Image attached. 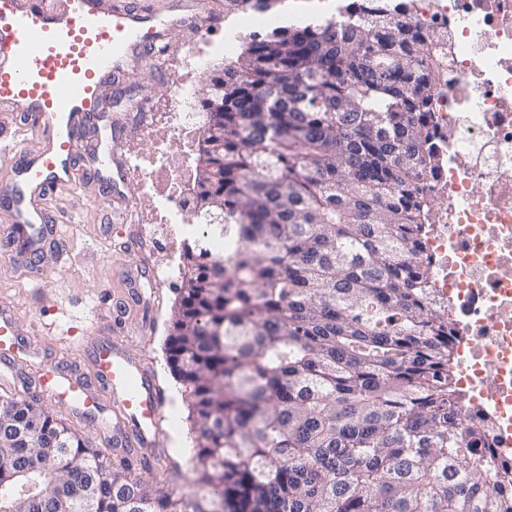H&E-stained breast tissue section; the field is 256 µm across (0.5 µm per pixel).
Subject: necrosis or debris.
Here are the masks:
<instances>
[{"instance_id":"4bbe7bcc","label":"necrosis or debris","mask_w":512,"mask_h":512,"mask_svg":"<svg viewBox=\"0 0 512 512\" xmlns=\"http://www.w3.org/2000/svg\"><path fill=\"white\" fill-rule=\"evenodd\" d=\"M418 24L448 26V70L438 100L439 163L428 178L434 205L423 226L431 259L427 286L456 336V387L471 409L486 414L488 440L512 461V0H419ZM243 12L223 40L199 32L183 55L169 59L173 82L165 109L133 150L137 192L155 200L149 224L171 225L183 241L201 237L188 205L190 156L201 135L186 107L195 70L215 55L232 56Z\"/></svg>"}]
</instances>
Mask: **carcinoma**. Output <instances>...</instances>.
Masks as SVG:
<instances>
[{"instance_id":"cac0c4a2","label":"carcinoma","mask_w":512,"mask_h":512,"mask_svg":"<svg viewBox=\"0 0 512 512\" xmlns=\"http://www.w3.org/2000/svg\"><path fill=\"white\" fill-rule=\"evenodd\" d=\"M416 0H341L239 38L206 138L209 232L185 246L166 339L205 494L188 507L127 478L29 400L0 403L8 512H512L453 384V328L431 305L418 180L437 159L438 48ZM284 0H224V15ZM40 467L26 471L30 458Z\"/></svg>"}]
</instances>
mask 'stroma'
Instances as JSON below:
<instances>
[{"instance_id": "stroma-1", "label": "stroma", "mask_w": 512, "mask_h": 512, "mask_svg": "<svg viewBox=\"0 0 512 512\" xmlns=\"http://www.w3.org/2000/svg\"><path fill=\"white\" fill-rule=\"evenodd\" d=\"M171 74L156 51H149L134 74L110 79L108 108L95 125L79 136L72 185L48 194L41 202L46 216L45 249L38 261L20 253L12 238V224L0 204V299L9 302L17 323L35 339L47 359L90 369L89 356L79 347L90 338L112 340L142 354L165 397L159 447L179 461L182 476L171 481L160 468L131 471L133 479L194 502L203 493L194 472L191 422L181 386L166 362L165 342L178 302L182 245L162 248L142 220L154 201L135 196L126 219H119L104 203L96 159L112 150L129 153L147 144L148 117L137 104L158 106L171 90ZM26 397L92 444L113 457L100 415L74 414L65 404L42 391L34 368H19Z\"/></svg>"}]
</instances>
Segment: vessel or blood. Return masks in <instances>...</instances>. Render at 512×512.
<instances>
[{
    "mask_svg": "<svg viewBox=\"0 0 512 512\" xmlns=\"http://www.w3.org/2000/svg\"><path fill=\"white\" fill-rule=\"evenodd\" d=\"M223 11V0H172L165 15L107 0H54L47 8L34 0H0V110L35 119L45 133L35 152L27 150L22 128L0 136V151L21 159L13 183L0 191L13 231L44 223L39 201L49 189L72 182L76 133L103 112L109 77L134 66L173 28H199ZM111 164L113 174L103 178L105 194L116 203L128 201L125 160L115 155ZM37 356L10 306L0 301V388L19 392L18 367ZM38 367L40 387L50 397L77 413L109 400L118 411L113 437L155 447L164 397L150 386L143 363L106 343L97 349L92 379L55 363L39 361Z\"/></svg>",
    "mask_w": 512,
    "mask_h": 512,
    "instance_id": "vessel-or-blood-1",
    "label": "vessel or blood"
}]
</instances>
